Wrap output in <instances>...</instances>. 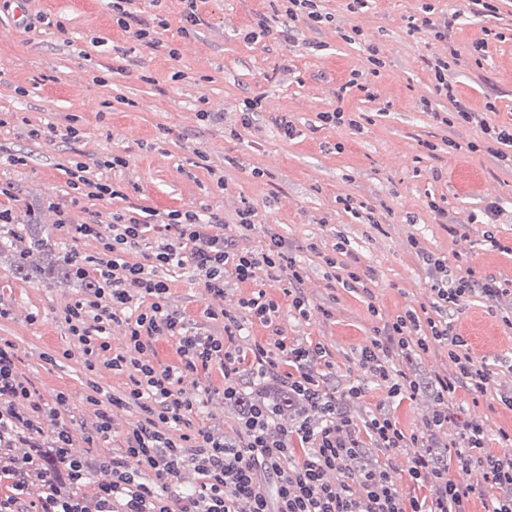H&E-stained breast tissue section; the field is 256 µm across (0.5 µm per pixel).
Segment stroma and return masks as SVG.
Returning <instances> with one entry per match:
<instances>
[{
    "label": "stroma",
    "instance_id": "obj_1",
    "mask_svg": "<svg viewBox=\"0 0 512 512\" xmlns=\"http://www.w3.org/2000/svg\"><path fill=\"white\" fill-rule=\"evenodd\" d=\"M349 0H320L328 19L316 25L292 21L278 0H200L204 23L196 32H178L183 0H138L144 17L165 20L158 47L129 38L112 20L105 0H30L29 27L15 28L14 10H0V206L15 221L0 224V340L15 353L19 378L37 389L42 401L57 392L68 397L66 409L41 413L38 425L50 437L67 426L77 453L87 458L119 455L126 433L145 414L135 406L111 405L123 396L125 373L99 360L85 372L81 350L65 320V308L86 292L76 280L23 279L14 260L28 251L32 263L42 261L33 250L24 221L36 208L39 223H57L58 209L72 223L108 225L112 213L131 205L154 213L194 208L221 222L237 249L257 252L280 236L303 269L299 284L309 313L299 317L288 308L281 286L265 282L279 302L271 326L245 322L232 341L244 354L236 375L238 387L250 391L260 381L287 380L292 368L278 359L265 378L255 376L249 354L255 346L321 345L327 363L310 371L323 392L335 394L351 385L364 392L354 403L355 423L372 414L392 417L413 441L385 449L367 433L357 438L370 448L374 465L386 466L401 493L432 497L429 487H414L408 470L430 443L454 454L463 426L482 430L490 453H500L501 431L512 430V327L503 318L512 312V296L491 301L474 296L448 312L475 356L491 372L483 396L459 388L451 404L425 392L388 396L385 386L362 364V347L380 342L391 365L408 377L448 371V347L416 342L399 345L378 331L412 309L432 308L435 296L417 255L425 249L451 267H473L498 280H512V170L468 142L475 129L441 124L448 110L436 95L433 72L425 60L458 48L464 58L449 74L459 100L476 111L494 106L495 124L512 123V0H502L497 16L482 17L470 0H370L353 12ZM436 15L455 13L444 41L419 30L426 6ZM271 30L258 40H245L257 15ZM486 27L503 32L486 56L473 44ZM374 45L383 65L371 78L372 98L348 88L352 72L366 71V45ZM123 74H116V67ZM261 106L250 128L240 126L245 101ZM334 109L360 118V128L319 125L317 115ZM291 120L300 137L279 133V119ZM72 126L80 137L65 141L42 133L47 126ZM40 129L37 137L28 128ZM460 148L452 152L449 141ZM122 154L126 166L101 167V160ZM12 154L26 165H9ZM84 162L91 181L119 185L116 199L78 194L69 184L72 161ZM448 212L439 219L429 202ZM501 213L492 228L471 223L488 203ZM253 209L255 225L243 229L238 214ZM491 230L499 249L485 246ZM346 240L347 252L335 244ZM336 265H329V258ZM357 271L367 287L343 285ZM169 288L171 308L186 315L204 334L220 336V312L239 314L249 285L227 279L223 295L210 294L191 265L157 271ZM182 396L199 400L194 419L230 440L239 437L240 415L224 398L222 374L189 375L178 386ZM98 404H91L90 396ZM110 410L112 435L93 437L97 408ZM448 421L432 426L438 410ZM453 479L482 489L470 512H485L489 499L512 497L511 487H489L478 458L465 470L450 469Z\"/></svg>",
    "mask_w": 512,
    "mask_h": 512
}]
</instances>
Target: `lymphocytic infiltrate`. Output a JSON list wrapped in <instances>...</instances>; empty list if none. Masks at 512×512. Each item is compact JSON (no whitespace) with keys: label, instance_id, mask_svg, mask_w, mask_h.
Listing matches in <instances>:
<instances>
[{"label":"lymphocytic infiltrate","instance_id":"1","mask_svg":"<svg viewBox=\"0 0 512 512\" xmlns=\"http://www.w3.org/2000/svg\"><path fill=\"white\" fill-rule=\"evenodd\" d=\"M134 2L112 0L113 19L134 41L157 46L154 23L138 14ZM461 57L459 49L452 47L447 57L434 58L430 64L439 94L454 107L444 122L479 130L481 140L469 143V150H482L512 168V154L502 151L504 145L512 144V127L490 123L486 113L473 111L458 100L448 79L449 61ZM162 222L166 236L151 239L152 225L142 218L138 207L130 206L113 213L108 235H101L95 222L69 230L72 239L91 237L103 247L102 257L91 267L96 290L66 309L69 331L82 348L86 368L91 369L103 353H109L104 337L108 321L126 315L130 350L110 354V363L113 369L127 372L124 402L146 412L145 423L127 433L121 454L109 459L89 460L75 453L73 436L66 428L54 434L49 448L15 459L9 453L14 438L36 434L39 414L65 407L68 397L60 392L52 403L42 402L31 384L17 379L11 344L0 342V476L11 480L8 494L0 496V512H468V502L477 496V489L437 475L424 454L414 459L409 475L414 483L436 486V497L428 502L400 493L381 466L360 474L354 483L324 482L325 470L344 467L353 440L306 370L307 364L327 356L318 344L289 345L279 340L274 349L259 345L253 351L255 363L263 369L274 366L279 357L293 363L300 374L293 378L292 389L327 410L323 420L305 421L296 429L304 450L300 461H293L287 435L274 432L268 410L261 407L242 422L236 442L194 428L192 420L199 404L180 396L177 386L182 378L219 369L224 376V396L232 398L241 359L235 349L226 346V338L241 330L243 320L268 324L279 313L278 303L257 287L259 276L282 283L284 295L299 315H306L307 302L298 289L302 270L281 238L271 237L259 252L244 253L231 248L199 211L170 210L163 213ZM145 243L151 249L149 264L130 261V254ZM423 261L443 308L460 307L477 293L494 299L505 292L500 280L476 274L474 269L460 274L428 254ZM185 263L192 265L205 288L215 294L223 293L229 277L253 284L252 293L241 302L242 317L225 316L223 336L198 334L182 314L167 305L168 287L155 270ZM144 298L149 299V307L133 310V302ZM391 330L415 337L423 350L429 342L448 341L454 369L438 379L446 397H455L464 386L476 393L486 392L490 377L485 366L472 356L467 341L451 322L424 319L410 311L397 317ZM162 336L176 342L177 364L161 365L150 359L154 341ZM463 440L469 455L481 456L489 483L512 485L511 457L485 454L484 437L477 427H467ZM186 466L200 474V483L185 493L172 491L174 478ZM149 472L154 475L150 481L145 478ZM94 473L99 479L93 487L95 505L90 508L82 489ZM268 476L275 480L274 489H267L264 483ZM32 479L44 482L47 491L31 503L27 487Z\"/></svg>","mask_w":512,"mask_h":512}]
</instances>
